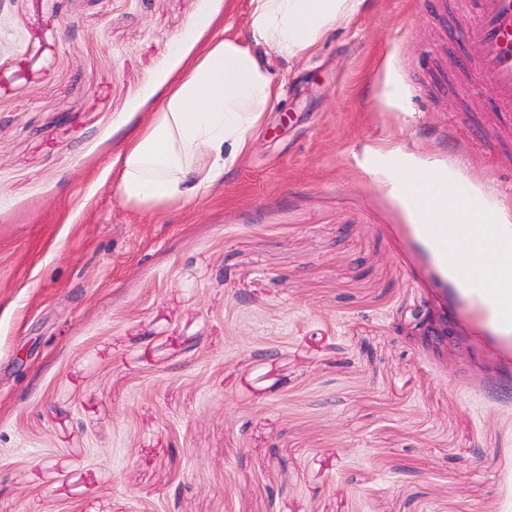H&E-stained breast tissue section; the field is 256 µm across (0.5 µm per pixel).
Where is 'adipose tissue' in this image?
<instances>
[{
    "instance_id": "1",
    "label": "adipose tissue",
    "mask_w": 512,
    "mask_h": 512,
    "mask_svg": "<svg viewBox=\"0 0 512 512\" xmlns=\"http://www.w3.org/2000/svg\"><path fill=\"white\" fill-rule=\"evenodd\" d=\"M361 3L249 0L246 33L228 31L207 43L117 156L124 203L146 210L186 205L221 184L252 149L280 94L272 57H301ZM392 190L405 198L413 232L442 281L471 310L474 334L512 347V206L488 186L459 187L433 161H406ZM440 213L450 223H435ZM459 253L467 266L455 262Z\"/></svg>"
}]
</instances>
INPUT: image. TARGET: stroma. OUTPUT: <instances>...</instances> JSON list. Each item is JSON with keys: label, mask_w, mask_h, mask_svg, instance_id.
<instances>
[{"label": "stroma", "mask_w": 512, "mask_h": 512, "mask_svg": "<svg viewBox=\"0 0 512 512\" xmlns=\"http://www.w3.org/2000/svg\"><path fill=\"white\" fill-rule=\"evenodd\" d=\"M479 0H364L274 67L209 195L111 167L248 0L0 7V512H512V351L475 337L390 190L434 160L512 204ZM447 304L445 350L415 341ZM415 326L412 336H417L423 343L433 346H447L456 335L452 318L448 311L426 307L415 313Z\"/></svg>", "instance_id": "stroma-1"}]
</instances>
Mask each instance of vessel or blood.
I'll list each match as a JSON object with an SVG mask.
<instances>
[{"label": "vessel or blood", "instance_id": "b4317fda", "mask_svg": "<svg viewBox=\"0 0 512 512\" xmlns=\"http://www.w3.org/2000/svg\"><path fill=\"white\" fill-rule=\"evenodd\" d=\"M466 34L480 47L473 66L478 82L496 111L512 112V0H482L479 22Z\"/></svg>", "mask_w": 512, "mask_h": 512}]
</instances>
